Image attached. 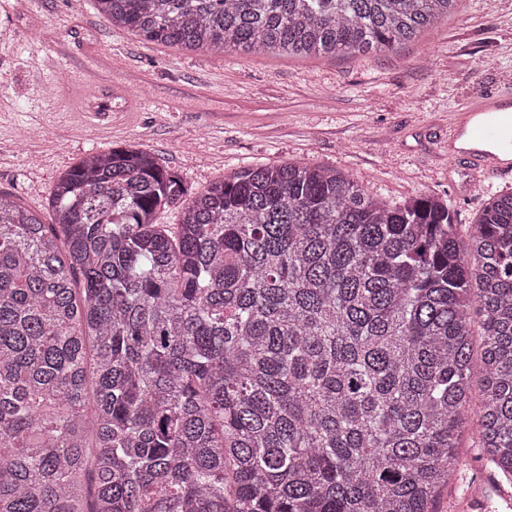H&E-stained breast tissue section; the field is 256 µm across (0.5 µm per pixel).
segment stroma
I'll use <instances>...</instances> for the list:
<instances>
[{
  "label": "stroma",
  "instance_id": "obj_1",
  "mask_svg": "<svg viewBox=\"0 0 512 512\" xmlns=\"http://www.w3.org/2000/svg\"><path fill=\"white\" fill-rule=\"evenodd\" d=\"M510 78L512 0H463L416 43L312 60L183 52L113 27L93 0L77 12L69 0H0V191L49 216L61 171L89 150L132 146L195 191L242 167L308 163L393 206L443 197L468 225L512 192V173L478 176L449 159L450 121ZM88 86L109 118L85 112ZM459 457L435 512L492 488L472 439Z\"/></svg>",
  "mask_w": 512,
  "mask_h": 512
}]
</instances>
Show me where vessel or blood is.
I'll return each mask as SVG.
<instances>
[{
    "mask_svg": "<svg viewBox=\"0 0 512 512\" xmlns=\"http://www.w3.org/2000/svg\"><path fill=\"white\" fill-rule=\"evenodd\" d=\"M512 102V92L472 98L455 113L448 155L470 157L476 172L488 176L512 171V119L492 125L485 123L487 113L501 111Z\"/></svg>",
    "mask_w": 512,
    "mask_h": 512,
    "instance_id": "vessel-or-blood-1",
    "label": "vessel or blood"
}]
</instances>
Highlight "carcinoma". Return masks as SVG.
<instances>
[{
	"label": "carcinoma",
	"mask_w": 512,
	"mask_h": 512,
	"mask_svg": "<svg viewBox=\"0 0 512 512\" xmlns=\"http://www.w3.org/2000/svg\"><path fill=\"white\" fill-rule=\"evenodd\" d=\"M461 2L95 0L150 42L303 60L415 43ZM49 207L0 193V512H434L471 412L512 483V193L465 250L438 196L296 163L193 193L118 147ZM482 327L479 318H475L474 322V367L472 371V383L474 392V403H477L482 396V367H481V343H482Z\"/></svg>",
	"instance_id": "obj_1"
}]
</instances>
